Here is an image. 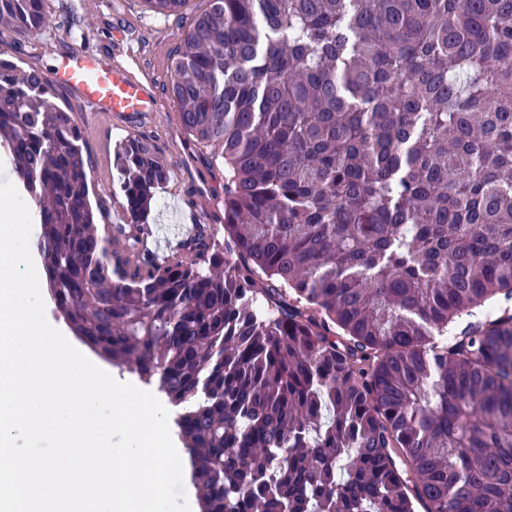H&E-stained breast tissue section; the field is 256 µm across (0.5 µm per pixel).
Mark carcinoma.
<instances>
[{"label":"carcinoma","mask_w":512,"mask_h":512,"mask_svg":"<svg viewBox=\"0 0 512 512\" xmlns=\"http://www.w3.org/2000/svg\"><path fill=\"white\" fill-rule=\"evenodd\" d=\"M171 70L222 247L138 250L174 173L137 136L97 224L82 127L1 58L0 147L54 311L182 407L200 512H512V0H207Z\"/></svg>","instance_id":"carcinoma-1"}]
</instances>
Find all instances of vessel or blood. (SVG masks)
<instances>
[{"instance_id":"1","label":"vessel or blood","mask_w":512,"mask_h":512,"mask_svg":"<svg viewBox=\"0 0 512 512\" xmlns=\"http://www.w3.org/2000/svg\"><path fill=\"white\" fill-rule=\"evenodd\" d=\"M47 78L52 85L77 92L94 120L156 109L154 95L130 70L102 63L80 48L60 57Z\"/></svg>"}]
</instances>
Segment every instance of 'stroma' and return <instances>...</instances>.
I'll use <instances>...</instances> for the list:
<instances>
[{"mask_svg":"<svg viewBox=\"0 0 512 512\" xmlns=\"http://www.w3.org/2000/svg\"><path fill=\"white\" fill-rule=\"evenodd\" d=\"M46 10L58 24L51 36L19 44L16 35L0 26V45L9 46L10 60L26 69L47 72L74 40L69 24L80 25L89 40L85 50L106 63H130L136 75L157 97V109L134 115L86 121V107L68 88H56L60 105L84 123V151L90 161L89 186L97 205V221L111 224L120 210L112 201V153L130 135L149 138L170 161L174 181L158 189L151 202L145 246L163 256L167 244L190 235V226L212 225L224 232V168L211 160L209 149L197 145L180 124L179 109L168 86L173 51L183 33L179 21L155 16L142 0H47Z\"/></svg>","mask_w":512,"mask_h":512,"instance_id":"35a3bbf8","label":"stroma"}]
</instances>
